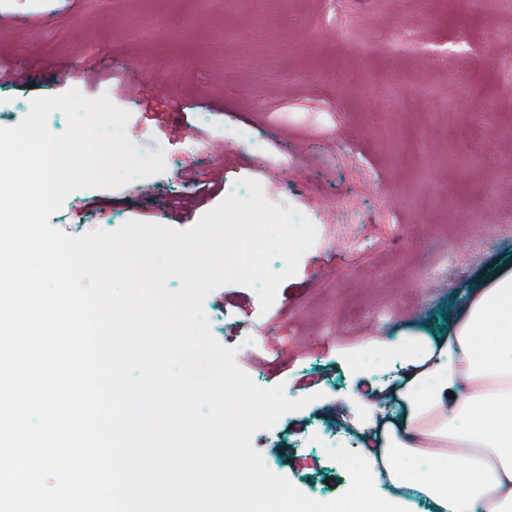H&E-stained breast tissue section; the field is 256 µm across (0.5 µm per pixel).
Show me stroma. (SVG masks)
Here are the masks:
<instances>
[{
	"mask_svg": "<svg viewBox=\"0 0 512 512\" xmlns=\"http://www.w3.org/2000/svg\"><path fill=\"white\" fill-rule=\"evenodd\" d=\"M1 69L0 127L75 89L108 96L163 157L71 192L59 231H186L248 180L314 225L269 309L240 283L203 301L257 387L303 400L250 443L312 500L350 486L328 439L354 430L370 457V418L396 413L382 388L512 264V0H0ZM133 72L141 106L112 88ZM168 102L180 133L160 121Z\"/></svg>",
	"mask_w": 512,
	"mask_h": 512,
	"instance_id": "obj_1",
	"label": "stroma"
}]
</instances>
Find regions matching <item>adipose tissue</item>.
<instances>
[{
    "label": "adipose tissue",
    "instance_id": "adipose-tissue-1",
    "mask_svg": "<svg viewBox=\"0 0 512 512\" xmlns=\"http://www.w3.org/2000/svg\"><path fill=\"white\" fill-rule=\"evenodd\" d=\"M410 366L394 391L400 422L380 425L378 456L392 482L433 512H512V267L488 279L433 364ZM416 457L432 468L408 474Z\"/></svg>",
    "mask_w": 512,
    "mask_h": 512
}]
</instances>
